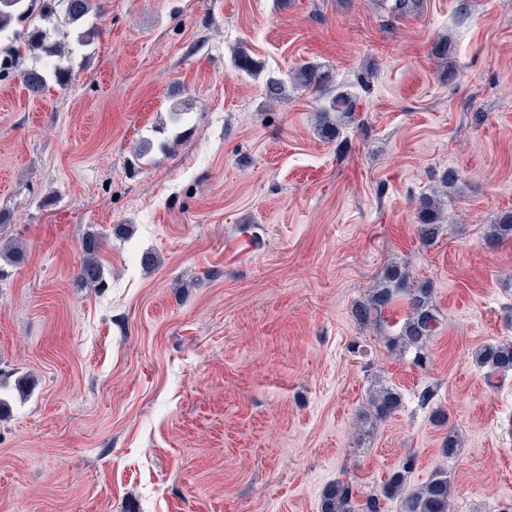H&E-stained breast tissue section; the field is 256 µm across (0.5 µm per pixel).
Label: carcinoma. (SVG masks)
Masks as SVG:
<instances>
[{
	"label": "carcinoma",
	"mask_w": 512,
	"mask_h": 512,
	"mask_svg": "<svg viewBox=\"0 0 512 512\" xmlns=\"http://www.w3.org/2000/svg\"><path fill=\"white\" fill-rule=\"evenodd\" d=\"M100 8L98 0H0V35L9 37L4 49L8 66L20 70L23 81L32 93L42 92L49 81L65 87L71 82L69 70L58 62L65 54L66 42L55 39L45 23L53 20L58 28H79L89 15ZM22 23L26 30L15 29ZM237 71L250 74L260 68L259 63L246 49L238 51L234 58ZM331 77L327 70L315 63L296 68L288 77L270 75L265 81L263 94L269 102H276L288 95V88L301 89L325 97L320 108L319 130L323 138L339 137L338 125L331 114L344 117L354 112V96L345 89L327 94ZM417 225L418 237L424 244L436 240L442 233V211L437 195L419 199ZM512 239V212H505L488 227L486 243L497 245ZM101 237L89 234L83 238L77 281L86 288H100L104 282L103 266L99 253ZM400 296L408 298V312L402 319L398 332L385 337L387 349L392 353L414 351L416 363L424 360L427 341L435 330L437 309L432 299V289L416 284L410 270L398 264L388 266L376 286L365 300L355 304L352 314L362 325L383 326L385 314ZM475 361L493 374L507 375L512 372V342L489 343L475 351ZM402 397L395 388L380 384L370 393L363 409V417L372 423L384 422L401 408ZM416 463L415 457L407 456L401 466L384 482L381 495H370L361 503L353 499L349 484L336 481L322 492V512H382L380 499L400 498L403 512H452L453 487L448 475L437 473L424 485L405 493L407 475Z\"/></svg>",
	"instance_id": "cac0c4a2"
}]
</instances>
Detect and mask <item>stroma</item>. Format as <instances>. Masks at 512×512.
I'll return each instance as SVG.
<instances>
[{"label":"stroma","instance_id":"35a3bbf8","mask_svg":"<svg viewBox=\"0 0 512 512\" xmlns=\"http://www.w3.org/2000/svg\"><path fill=\"white\" fill-rule=\"evenodd\" d=\"M390 2L102 0L93 41L60 30L69 87L0 74V238L26 254L0 281V512H320L410 454L409 487L444 471L453 512H512V374L474 360L512 341V240L483 242L512 210V0ZM305 62L356 96L336 141L321 100L263 96ZM89 233L103 289L75 279ZM392 263L434 289L423 368L352 315ZM378 381L402 406L371 425ZM438 194L424 196L419 199L417 225L418 237L423 244H429L436 240L442 233V211L440 202L437 200Z\"/></svg>","mask_w":512,"mask_h":512}]
</instances>
